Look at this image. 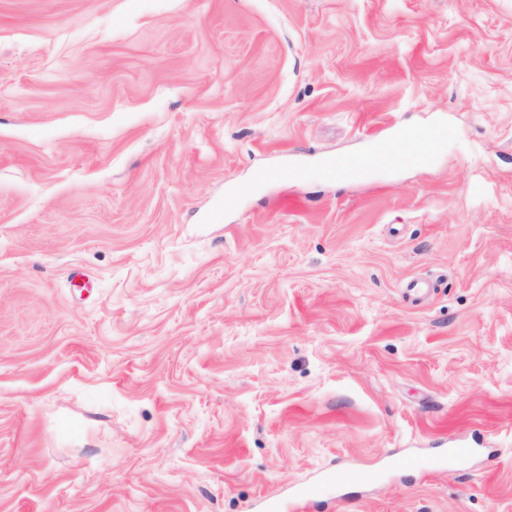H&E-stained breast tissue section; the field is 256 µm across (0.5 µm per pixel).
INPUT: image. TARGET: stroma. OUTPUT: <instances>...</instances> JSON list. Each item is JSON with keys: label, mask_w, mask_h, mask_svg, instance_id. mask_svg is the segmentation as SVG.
I'll use <instances>...</instances> for the list:
<instances>
[{"label": "stroma", "mask_w": 512, "mask_h": 512, "mask_svg": "<svg viewBox=\"0 0 512 512\" xmlns=\"http://www.w3.org/2000/svg\"><path fill=\"white\" fill-rule=\"evenodd\" d=\"M270 497L512 512V0H0V512ZM442 136L438 129H430L423 136L397 134L389 142H377L366 156L336 155L324 158L320 164L321 176L326 180L357 181L368 168L388 167L393 164H412L428 143Z\"/></svg>", "instance_id": "obj_1"}]
</instances>
